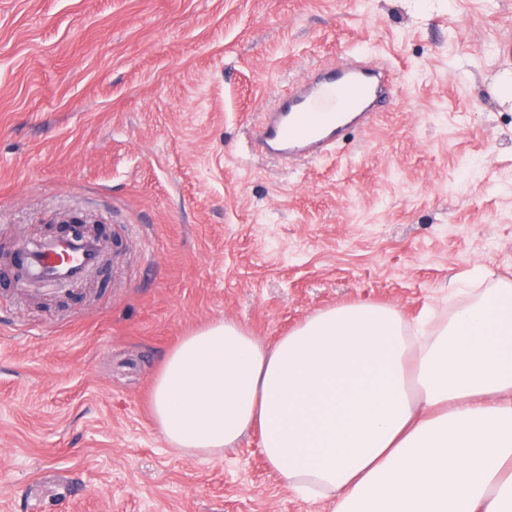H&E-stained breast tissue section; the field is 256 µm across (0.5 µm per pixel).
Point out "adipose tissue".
Masks as SVG:
<instances>
[{"instance_id": "obj_1", "label": "adipose tissue", "mask_w": 512, "mask_h": 512, "mask_svg": "<svg viewBox=\"0 0 512 512\" xmlns=\"http://www.w3.org/2000/svg\"><path fill=\"white\" fill-rule=\"evenodd\" d=\"M151 408L190 454L259 429L285 485L334 512H512V289L416 350L400 314L369 302L271 345L217 320L167 353Z\"/></svg>"}]
</instances>
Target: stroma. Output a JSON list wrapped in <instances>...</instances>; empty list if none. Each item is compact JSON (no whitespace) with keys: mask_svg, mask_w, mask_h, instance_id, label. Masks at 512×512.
Wrapping results in <instances>:
<instances>
[{"mask_svg":"<svg viewBox=\"0 0 512 512\" xmlns=\"http://www.w3.org/2000/svg\"><path fill=\"white\" fill-rule=\"evenodd\" d=\"M396 99L313 161L250 128L315 67ZM512 0H0V246L101 225L65 307L0 256V512H330L251 431L184 455L150 412L182 336L274 343L359 301L427 314L512 284Z\"/></svg>","mask_w":512,"mask_h":512,"instance_id":"1","label":"stroma"}]
</instances>
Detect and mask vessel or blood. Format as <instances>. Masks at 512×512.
<instances>
[{"instance_id": "vessel-or-blood-1", "label": "vessel or blood", "mask_w": 512, "mask_h": 512, "mask_svg": "<svg viewBox=\"0 0 512 512\" xmlns=\"http://www.w3.org/2000/svg\"><path fill=\"white\" fill-rule=\"evenodd\" d=\"M397 88V74L378 61L324 68L293 85L253 127L251 143L263 154L291 162L323 157L351 132L371 127L380 104ZM102 253L101 242L88 233L45 240L27 249L18 272L78 283L99 264Z\"/></svg>"}]
</instances>
